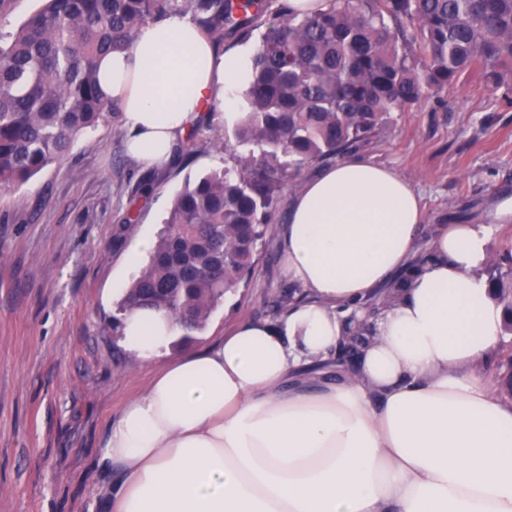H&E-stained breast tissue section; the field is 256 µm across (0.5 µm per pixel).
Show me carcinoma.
Wrapping results in <instances>:
<instances>
[{"mask_svg": "<svg viewBox=\"0 0 512 512\" xmlns=\"http://www.w3.org/2000/svg\"><path fill=\"white\" fill-rule=\"evenodd\" d=\"M273 0H44L0 42V190L19 187L69 156L78 139L120 113L100 91V61L132 49L139 28L190 16L215 43L270 23L253 57L236 122L234 164L185 185L166 227L112 317L163 311L189 341L259 262L285 190L313 164L368 144L388 114L411 109L480 67L512 98V0H326L303 16ZM484 273L505 303L512 334V246ZM407 277L378 292L397 300ZM370 335L350 319L354 354ZM512 400V358L498 379Z\"/></svg>", "mask_w": 512, "mask_h": 512, "instance_id": "obj_1", "label": "carcinoma"}]
</instances>
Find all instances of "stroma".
I'll list each match as a JSON object with an SVG mask.
<instances>
[{"mask_svg":"<svg viewBox=\"0 0 512 512\" xmlns=\"http://www.w3.org/2000/svg\"><path fill=\"white\" fill-rule=\"evenodd\" d=\"M125 138L114 116L65 160L0 191V512H106L113 476L100 450L109 421L159 368L127 351L110 324L129 286L126 251L138 235H159L188 180L232 159L211 145L192 155L181 145L168 169L147 172ZM360 153L414 183L426 245L439 226L479 223L491 203L512 196V104L476 68L391 113ZM287 217L280 208L262 263L212 314L206 339L244 321H277L271 304L291 286L277 233Z\"/></svg>","mask_w":512,"mask_h":512,"instance_id":"1","label":"stroma"}]
</instances>
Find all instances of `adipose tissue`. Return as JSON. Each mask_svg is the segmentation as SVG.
I'll list each match as a JSON object with an SVG mask.
<instances>
[{
  "label": "adipose tissue",
  "mask_w": 512,
  "mask_h": 512,
  "mask_svg": "<svg viewBox=\"0 0 512 512\" xmlns=\"http://www.w3.org/2000/svg\"><path fill=\"white\" fill-rule=\"evenodd\" d=\"M254 54L218 52L185 15L143 25L130 53L102 64L132 159L168 166L204 105L234 125ZM423 220L412 183L368 159L303 181L280 237L283 272L311 300L166 361L122 407L101 450L120 469L111 512H512V401L482 370L506 314L481 274L512 198L485 223L440 230L337 379L302 373L339 345L341 309L405 269ZM178 331L155 310L123 318L126 347L146 361Z\"/></svg>",
  "instance_id": "ef3b65f1"
}]
</instances>
